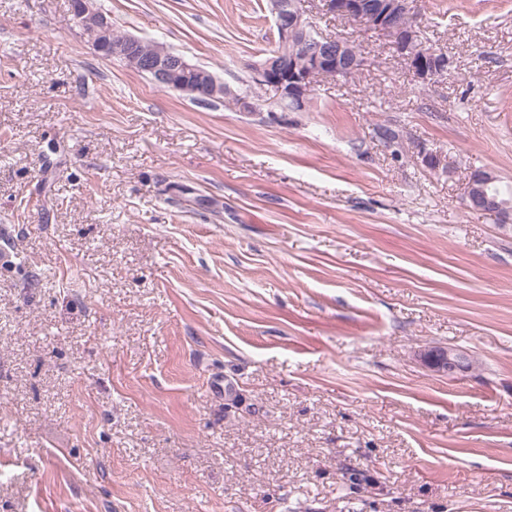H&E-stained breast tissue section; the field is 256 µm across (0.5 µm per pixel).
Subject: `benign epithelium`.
Listing matches in <instances>:
<instances>
[{"label":"benign epithelium","instance_id":"obj_1","mask_svg":"<svg viewBox=\"0 0 512 512\" xmlns=\"http://www.w3.org/2000/svg\"><path fill=\"white\" fill-rule=\"evenodd\" d=\"M323 2L329 14L384 33L418 79L430 82L448 70V56L421 43L417 28L407 24L409 18L417 17L416 0H380L375 4L368 0ZM270 5L283 51L251 66L254 95L248 111H263L267 95L271 94L279 103L292 100L298 111L303 112L318 78L347 76L344 59L349 43L338 35L322 32L298 0H270ZM71 10L97 51H110L128 67L150 72L156 84L192 98L204 95L217 98L234 93L233 88L213 74L174 56L164 44L146 45L132 36H116L112 22L95 7V0H71ZM492 181L493 177L486 173L468 180L465 197L471 208L480 206L493 213L502 212L504 205L491 201L485 192ZM417 358L440 376L470 372L477 364L473 355L451 346L421 350Z\"/></svg>","mask_w":512,"mask_h":512}]
</instances>
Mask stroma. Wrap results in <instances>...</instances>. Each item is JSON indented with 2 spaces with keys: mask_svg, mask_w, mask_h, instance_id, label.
<instances>
[{
  "mask_svg": "<svg viewBox=\"0 0 512 512\" xmlns=\"http://www.w3.org/2000/svg\"><path fill=\"white\" fill-rule=\"evenodd\" d=\"M98 6L232 86L277 40L267 0ZM311 7L366 66L252 114L0 0V512H512V210L464 195L512 183V0H418L429 83ZM494 177L495 181H493V177L489 174L477 173V175H474L471 179L468 180L467 187L465 190V197L469 203V206L472 209H479L480 206L482 208H487L491 210L485 212H502V210L504 209V204H496L489 198H496L497 201L500 203L504 202L512 204V188H510V190H504L500 186V181L497 179V177L495 175ZM485 189L487 191L489 198L486 195ZM419 361L440 376H454L472 371L477 364L476 358L455 347L435 346L417 353Z\"/></svg>",
  "mask_w": 512,
  "mask_h": 512,
  "instance_id": "obj_1",
  "label": "stroma"
}]
</instances>
